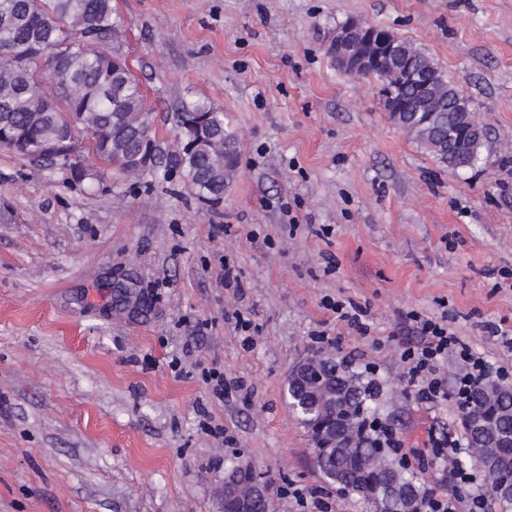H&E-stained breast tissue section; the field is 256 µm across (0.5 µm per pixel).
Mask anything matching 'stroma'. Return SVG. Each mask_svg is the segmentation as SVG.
Listing matches in <instances>:
<instances>
[{
    "label": "stroma",
    "mask_w": 512,
    "mask_h": 512,
    "mask_svg": "<svg viewBox=\"0 0 512 512\" xmlns=\"http://www.w3.org/2000/svg\"><path fill=\"white\" fill-rule=\"evenodd\" d=\"M113 5L160 141L175 146L181 101L206 100L238 134V174L210 205L176 173L91 155L90 188L0 147V512H217L234 459L263 472L272 512H372L324 483L288 403L314 353L374 377L410 470L467 501L427 451L430 434L463 436L464 363L449 352L446 397L427 404L400 355L420 340L413 314L444 316L512 386L491 333L512 328V0ZM349 19L421 48L470 99L488 131L474 169L449 172L375 80L338 67L329 38ZM226 260L240 289L218 278ZM327 296L366 309L369 335Z\"/></svg>",
    "instance_id": "35a3bbf8"
}]
</instances>
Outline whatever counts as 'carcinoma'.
<instances>
[{
    "mask_svg": "<svg viewBox=\"0 0 512 512\" xmlns=\"http://www.w3.org/2000/svg\"><path fill=\"white\" fill-rule=\"evenodd\" d=\"M122 28L112 0H0V143L16 146L32 161L67 167L84 181L95 173L82 163L75 138L80 130L90 140L87 151L119 170L138 176L175 170L200 200L219 204L239 167L236 131L211 104L184 101L176 113L177 151L168 152L155 135L126 57L117 49L95 48L118 41ZM396 48L414 82L402 81L386 61L367 73L390 106L389 119L448 169L475 167L487 129L476 120L469 99L427 53L403 40ZM319 365L336 396V435L351 436L343 452L315 457L323 479L370 503L390 485L418 489L417 476L363 433L369 415L376 413L379 385L333 357ZM288 394L305 428L328 416L321 390L290 387ZM460 414L469 434L471 420L479 416L495 433L512 437V387L474 385ZM472 459L487 477L488 495L503 509L512 508L494 487L497 477L512 474V456L475 448Z\"/></svg>",
    "mask_w": 512,
    "mask_h": 512,
    "instance_id": "obj_1",
    "label": "carcinoma"
}]
</instances>
